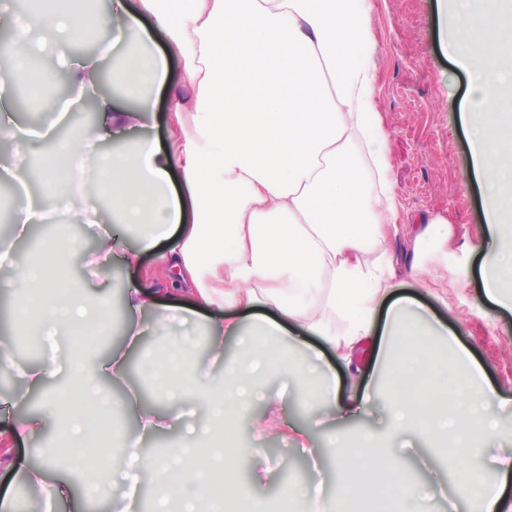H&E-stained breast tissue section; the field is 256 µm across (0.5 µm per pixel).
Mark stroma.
<instances>
[{
	"mask_svg": "<svg viewBox=\"0 0 512 512\" xmlns=\"http://www.w3.org/2000/svg\"><path fill=\"white\" fill-rule=\"evenodd\" d=\"M452 0H373L369 20L373 35V60L378 73L377 93L385 116V134L391 175L396 194L409 216L426 215L447 222V241L435 244L416 240V225H406L387 247L396 261L392 295L415 296L448 324L481 368L487 384L500 399L492 408L501 436L486 454L494 458L512 454V311L500 309L482 292L481 258L487 238L483 213L486 199L468 178L471 169L468 134L459 114L467 97V80L448 59L446 44L453 31ZM70 91L69 81L55 79L42 93L8 98L7 105L17 123L34 124L47 130L57 119L55 103ZM10 181L0 179V242L13 245L18 264H29L44 256L49 245L77 238L91 244L105 230L104 225H81L71 231L70 216L55 223L35 227L22 240L12 238L14 202ZM421 259L429 269L426 287H419L410 269L412 258ZM129 274L115 264L109 277L108 299L112 312V335L93 344L104 354L123 341L132 317L125 294ZM259 390L283 393L285 418L311 428L324 476V497L333 499L340 491L339 476L328 446L336 435L357 444L364 434H373L389 454H398L404 439L394 437L384 409L364 410L337 428H312L311 420L320 412L297 392L286 391L285 378L269 373L256 382ZM24 398L13 401L16 392ZM44 390L26 392L24 383L6 373L0 375V399L9 401V412L0 413V498L35 505L42 492L25 477L28 464L37 462L54 445L52 433L29 441L12 439L8 433L9 413L35 414L41 411ZM241 443L260 445L263 458L273 461L262 484L252 485L251 475L259 461L247 459L239 466L242 483L251 484L255 495L265 498L269 512L280 508V489L306 487L313 480L308 456L285 433L262 441L249 428H242ZM442 437L429 438L433 455L431 471L411 468L412 478L425 486L434 512H477L459 492L440 449ZM262 458V459H263Z\"/></svg>",
	"mask_w": 512,
	"mask_h": 512,
	"instance_id": "stroma-1",
	"label": "stroma"
}]
</instances>
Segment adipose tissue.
<instances>
[{
  "mask_svg": "<svg viewBox=\"0 0 512 512\" xmlns=\"http://www.w3.org/2000/svg\"><path fill=\"white\" fill-rule=\"evenodd\" d=\"M371 8L372 0H110L116 41L144 44L156 32L163 41L161 52L112 67L113 86L137 100L136 108L98 100V140L121 144L99 159V192L111 201L119 229L101 237L96 254L71 242L0 278L1 292L26 289L13 310L15 329L37 326L51 349L40 365L19 372L27 388L65 376L42 414L11 424L21 440L55 430V448L30 473L44 489L43 512H56L67 495L92 500L105 485L113 512H132L133 494L146 482L174 512H268L236 477L241 459L261 451L235 445L238 419L257 395L254 380L266 371L285 376L334 417L348 418L380 399L392 434L445 435L456 487L480 512H512L505 495L512 455L485 458L498 433L491 417L496 392L445 324L413 299H387L392 259H369L405 221L376 90ZM455 14L448 53L469 78L460 119L470 136L469 177L489 202L485 255L497 269L483 292L497 307L512 308V0H457ZM6 25L16 49L13 78L34 90L55 75L31 66L35 50L98 36L82 0H32L29 13ZM173 60L181 62L189 89L172 97L176 129L165 150L129 133L151 110L143 87H165ZM55 208L73 211L83 224L98 221L95 197L69 183L40 206L21 201L18 234H27L40 211ZM127 226L141 229L137 247L122 243L119 230ZM157 248L164 276L187 302L185 322L199 307L212 308L205 319L210 359L222 372L204 385L181 352H169L157 366L142 360L143 374H156L169 402L161 412L128 397L126 411L142 433L185 424L194 411L209 419L207 427L188 426L174 448L147 463L139 448L115 453L106 436V387L125 379L127 351L139 345L141 332L130 328L125 347L106 355L86 353L82 331L106 333L110 313L72 288L67 260L80 254L103 283L110 264L135 271L142 254ZM379 316L384 332L373 348L389 360L383 397L365 390L348 403L334 373L294 364L291 353L307 330L354 370L353 353ZM334 318L341 330H330ZM64 327L73 331L67 347L59 338ZM229 339L241 345L230 357ZM439 342L459 375L449 376L436 358ZM329 453L343 490L328 506L311 501V512H428L429 499L403 461L372 438L355 448L336 440Z\"/></svg>",
  "mask_w": 512,
  "mask_h": 512,
  "instance_id": "1",
  "label": "adipose tissue"
}]
</instances>
